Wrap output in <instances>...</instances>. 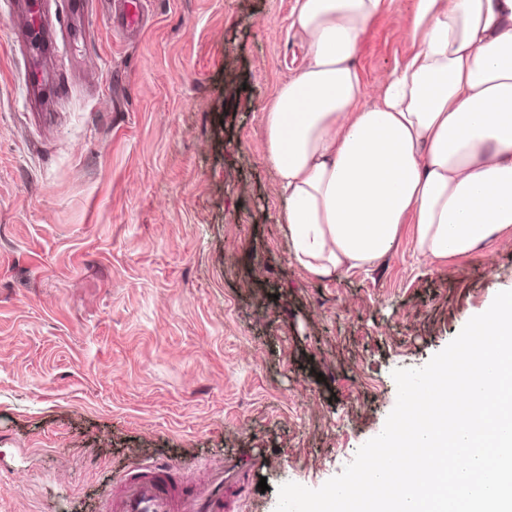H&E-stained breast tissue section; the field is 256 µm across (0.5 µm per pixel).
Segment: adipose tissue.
Returning <instances> with one entry per match:
<instances>
[{"mask_svg":"<svg viewBox=\"0 0 512 512\" xmlns=\"http://www.w3.org/2000/svg\"><path fill=\"white\" fill-rule=\"evenodd\" d=\"M389 2L296 0L304 64L265 110L288 253L319 279L370 270L405 224L431 264L512 237V0H410L414 50L366 106L357 58Z\"/></svg>","mask_w":512,"mask_h":512,"instance_id":"obj_1","label":"adipose tissue"}]
</instances>
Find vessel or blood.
Here are the masks:
<instances>
[{
  "mask_svg": "<svg viewBox=\"0 0 512 512\" xmlns=\"http://www.w3.org/2000/svg\"><path fill=\"white\" fill-rule=\"evenodd\" d=\"M249 464L195 470L166 461L134 463L118 477L110 512H235L229 491L241 490Z\"/></svg>",
  "mask_w": 512,
  "mask_h": 512,
  "instance_id": "vessel-or-blood-1",
  "label": "vessel or blood"
}]
</instances>
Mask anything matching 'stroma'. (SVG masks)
Listing matches in <instances>:
<instances>
[{
	"instance_id": "obj_1",
	"label": "stroma",
	"mask_w": 512,
	"mask_h": 512,
	"mask_svg": "<svg viewBox=\"0 0 512 512\" xmlns=\"http://www.w3.org/2000/svg\"><path fill=\"white\" fill-rule=\"evenodd\" d=\"M49 97L28 95L27 0L0 7V512H104L135 462L256 455L245 512L316 489L383 429L420 368L512 287V245L442 266L410 231L368 271L289 257L265 161L295 0H40ZM407 0L361 41L367 91L413 50ZM267 490H260L259 481Z\"/></svg>"
}]
</instances>
